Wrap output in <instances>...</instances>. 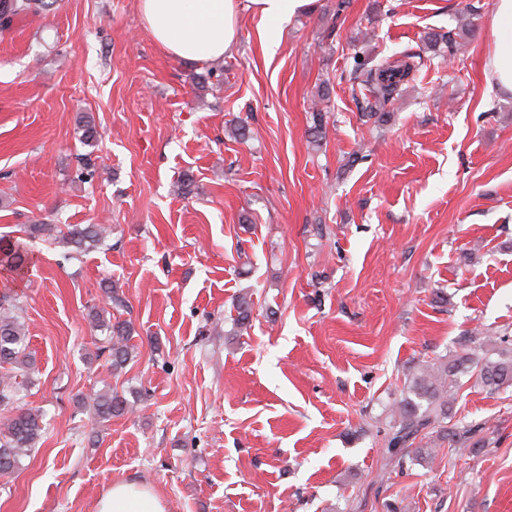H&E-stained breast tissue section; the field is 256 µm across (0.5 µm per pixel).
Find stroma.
<instances>
[{"mask_svg":"<svg viewBox=\"0 0 512 512\" xmlns=\"http://www.w3.org/2000/svg\"><path fill=\"white\" fill-rule=\"evenodd\" d=\"M492 2L318 0L272 51L245 14L211 63L168 56L137 0H61L16 24L0 41V236L28 263L0 267V293L20 297L44 432L0 476V512H94L116 481L166 512H512V386L456 395L486 448L456 453L431 429L428 460L382 454L412 375L512 337V92L486 76ZM448 31L453 57L429 41ZM406 51L431 67L364 116L355 58ZM33 224L110 232L70 259ZM95 311L131 328L122 370L98 353ZM105 383L133 409L99 423L81 399Z\"/></svg>","mask_w":512,"mask_h":512,"instance_id":"35a3bbf8","label":"stroma"}]
</instances>
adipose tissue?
<instances>
[{
  "label": "adipose tissue",
  "mask_w": 512,
  "mask_h": 512,
  "mask_svg": "<svg viewBox=\"0 0 512 512\" xmlns=\"http://www.w3.org/2000/svg\"><path fill=\"white\" fill-rule=\"evenodd\" d=\"M317 0H139L147 29L168 55L179 60L217 61L238 43L242 13L259 16L266 45L276 46L281 26L314 9ZM492 51L487 60L494 85L512 92V0H494ZM95 512H166L151 489L118 481L96 503Z\"/></svg>",
  "instance_id": "1"
}]
</instances>
